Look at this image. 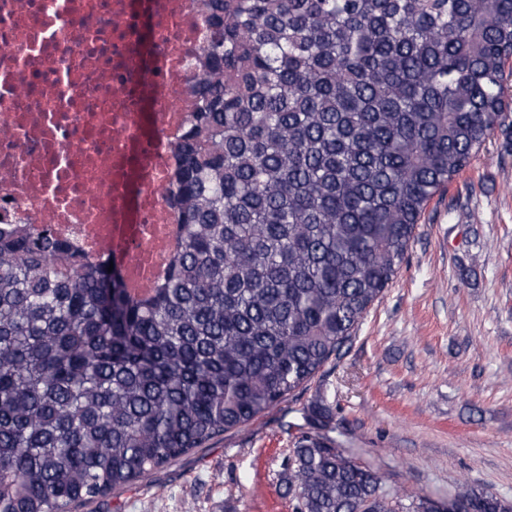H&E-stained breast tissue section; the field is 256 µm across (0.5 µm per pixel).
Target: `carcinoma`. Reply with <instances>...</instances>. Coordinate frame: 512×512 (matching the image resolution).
Instances as JSON below:
<instances>
[{"mask_svg":"<svg viewBox=\"0 0 512 512\" xmlns=\"http://www.w3.org/2000/svg\"><path fill=\"white\" fill-rule=\"evenodd\" d=\"M205 25L160 287L135 298L110 261L0 229V512H72L302 388L429 202L494 130L512 138V0H206ZM284 471L296 512H430L325 437Z\"/></svg>","mask_w":512,"mask_h":512,"instance_id":"cac0c4a2","label":"carcinoma"}]
</instances>
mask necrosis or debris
<instances>
[{"mask_svg":"<svg viewBox=\"0 0 512 512\" xmlns=\"http://www.w3.org/2000/svg\"><path fill=\"white\" fill-rule=\"evenodd\" d=\"M204 0H0V224L119 254L135 296L179 250L173 147Z\"/></svg>","mask_w":512,"mask_h":512,"instance_id":"1","label":"necrosis or debris"}]
</instances>
